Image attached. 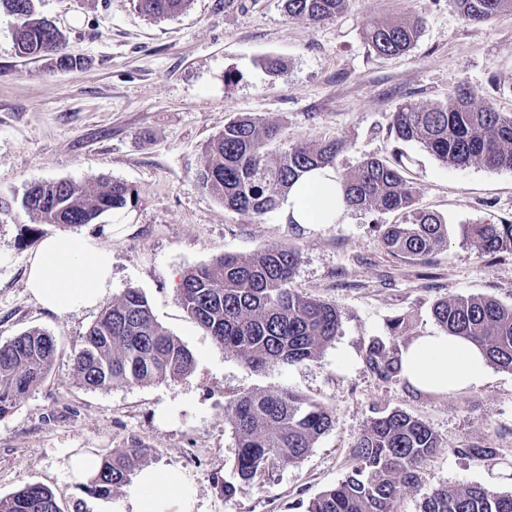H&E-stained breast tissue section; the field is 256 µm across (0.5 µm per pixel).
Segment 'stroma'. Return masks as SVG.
Instances as JSON below:
<instances>
[{"instance_id":"obj_1","label":"stroma","mask_w":512,"mask_h":512,"mask_svg":"<svg viewBox=\"0 0 512 512\" xmlns=\"http://www.w3.org/2000/svg\"><path fill=\"white\" fill-rule=\"evenodd\" d=\"M39 10L85 66L60 71L51 60L20 57L15 21L0 12V344L33 328L57 342L46 380L0 417V496L43 484L62 512H97L100 497L70 477L72 457L141 448L145 468L178 482L181 499L169 512L185 502L191 512H303V502L346 478L376 407L421 419L443 441L397 512H421L432 490L483 486L512 472V371L495 367L478 389L431 394L379 379L364 358L373 339H388L394 317L408 316L407 343L436 329L438 299L484 295L512 304V253H479L464 236L469 224L512 221V170L446 166L388 132L400 105L431 106L461 87L512 112V12L471 24L448 0H348L335 20L313 26L289 17L283 0H192L156 22L133 0H40ZM408 19L420 31L407 54L371 50L367 22ZM267 56L284 61L283 74L261 67ZM240 115L281 123L274 154L342 142L340 176L370 157L408 155L416 203L446 219L447 249L419 261L389 253L380 227L397 216L388 212L349 209L336 224H291L280 211L250 219L225 208L196 173L206 144ZM102 178L134 195L110 242L104 302L142 290L157 322L194 357L182 379L85 388L72 351L98 310L60 317L27 291L28 258L58 227L34 223L22 195L38 181ZM288 245L300 251L292 288L335 304L341 326L315 360L253 371L187 315L180 280L225 252ZM282 387L331 408L334 424L303 459L244 482L224 405ZM467 448L498 455L478 461L464 456ZM227 484L235 488L229 497Z\"/></svg>"}]
</instances>
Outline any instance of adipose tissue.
<instances>
[{
    "instance_id": "adipose-tissue-1",
    "label": "adipose tissue",
    "mask_w": 512,
    "mask_h": 512,
    "mask_svg": "<svg viewBox=\"0 0 512 512\" xmlns=\"http://www.w3.org/2000/svg\"><path fill=\"white\" fill-rule=\"evenodd\" d=\"M298 224H333L345 212L336 173L320 168L305 173L282 203ZM112 225L95 233H57L44 238L28 260L26 288L44 308L59 316L92 309L112 290V250L105 245ZM402 374L415 389L449 393L481 387L489 380L482 350L459 336L434 330L401 351ZM174 478L144 471L133 497L134 512H164L176 495Z\"/></svg>"
}]
</instances>
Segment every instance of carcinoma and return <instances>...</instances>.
Returning <instances> with one entry per match:
<instances>
[{
	"label": "carcinoma",
	"instance_id": "1",
	"mask_svg": "<svg viewBox=\"0 0 512 512\" xmlns=\"http://www.w3.org/2000/svg\"><path fill=\"white\" fill-rule=\"evenodd\" d=\"M468 23L490 20L512 9V0H449ZM191 0H136L135 7L156 21L188 9ZM347 0H284L289 16L312 25L343 12ZM0 11L15 19V48L22 57H48L60 70L81 60L66 52L56 24L42 16L37 0H0ZM419 35L416 22L367 24L365 39L377 54L409 52ZM278 124L241 116L224 123L205 147L206 161L197 182L224 207L243 216L276 212L296 180L314 168L332 167L342 143L329 141L294 146L276 155L266 147L279 139ZM390 132L402 142H417L444 165L481 163L512 170V113L493 104L472 106V92L461 90L444 103L401 105ZM409 160L363 161L340 178L346 207L395 212L384 225L382 243L390 252L423 260L448 247L445 220L415 205ZM131 200L130 188L118 180L90 187L71 180L35 183L22 207L42 224H91L100 214L120 211ZM466 238L482 253H512V222L470 224ZM291 246L226 252L210 265L187 271L179 287L186 313L224 349L250 369L286 367L314 360L339 329L336 305L303 296L289 287L299 263ZM432 315L446 332L480 346L489 364L512 371V304L485 296L455 295L435 302ZM406 317L389 323L392 339L372 341L365 352L368 369L387 382L403 381L400 365ZM57 346L39 329L0 344V417L47 377ZM80 383L88 389L122 384L175 381L192 372L194 357L153 317L143 292L129 288L106 308L74 350ZM237 444L235 467L240 479L254 481L304 458L333 426V411L303 395L281 388L272 393L246 392L224 405ZM442 448L441 438L423 421L400 410L374 412L352 449L351 471L337 486L310 499L305 512H395L404 487ZM144 456L141 448H122L101 459L85 485L107 497L126 485ZM0 512H61L53 491L31 484L0 497ZM421 512H512V492L482 486L443 488L425 497Z\"/></svg>",
	"mask_w": 512,
	"mask_h": 512
}]
</instances>
